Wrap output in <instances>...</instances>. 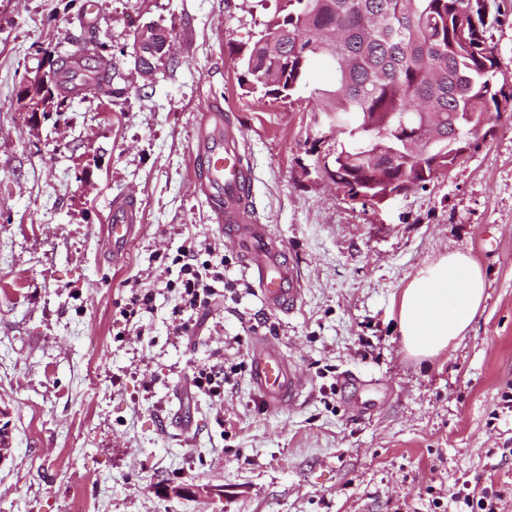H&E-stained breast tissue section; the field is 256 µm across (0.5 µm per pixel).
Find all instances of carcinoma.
I'll use <instances>...</instances> for the list:
<instances>
[{
	"mask_svg": "<svg viewBox=\"0 0 512 512\" xmlns=\"http://www.w3.org/2000/svg\"><path fill=\"white\" fill-rule=\"evenodd\" d=\"M487 0H284L282 15L241 55L247 85L275 99L309 90L312 126L335 114L328 143L307 138L314 168L330 158L329 176L338 183L361 181L377 167L389 184L411 176L424 183L415 165H406L404 138L433 121L456 141L475 138L493 112H501L502 75L487 42ZM327 67L334 85L309 88L317 65ZM83 80L96 93L116 99L104 46L85 49Z\"/></svg>",
	"mask_w": 512,
	"mask_h": 512,
	"instance_id": "1",
	"label": "carcinoma"
}]
</instances>
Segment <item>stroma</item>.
Returning a JSON list of instances; mask_svg holds the SVG:
<instances>
[{
	"instance_id": "obj_1",
	"label": "stroma",
	"mask_w": 512,
	"mask_h": 512,
	"mask_svg": "<svg viewBox=\"0 0 512 512\" xmlns=\"http://www.w3.org/2000/svg\"><path fill=\"white\" fill-rule=\"evenodd\" d=\"M0 0V512H460L462 482L512 488V112L426 188L374 206L344 199L306 153L311 114L246 90L240 53L279 0ZM487 35L512 80V0H487ZM155 24L172 53L144 82L129 55ZM113 50L127 93H82L34 118L17 101L79 40ZM243 133L251 204L304 288L274 316L195 191L200 112ZM135 196L141 232L113 262L101 227ZM212 247L235 294L196 336L173 335L167 259ZM460 250L488 297L465 338L410 355L397 303L415 272ZM154 309L125 322L130 284ZM305 378L271 409L250 384L255 336ZM236 368L224 395L194 372ZM510 456H501V449ZM209 486L182 499L169 488Z\"/></svg>"
}]
</instances>
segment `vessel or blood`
I'll use <instances>...</instances> for the list:
<instances>
[{"label": "vessel or blood", "instance_id": "b4317fda", "mask_svg": "<svg viewBox=\"0 0 512 512\" xmlns=\"http://www.w3.org/2000/svg\"><path fill=\"white\" fill-rule=\"evenodd\" d=\"M192 157L198 172L197 192L243 257L265 309L274 314L288 312L301 296V281L282 243L268 225L260 223L250 205L252 168L243 152L241 131L221 106L200 113ZM139 220L131 196L113 198L107 226L113 259L124 256L139 232ZM250 381L272 407L297 399L306 386L282 353L265 341L253 349Z\"/></svg>", "mask_w": 512, "mask_h": 512}]
</instances>
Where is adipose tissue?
Segmentation results:
<instances>
[{
	"instance_id": "obj_1",
	"label": "adipose tissue",
	"mask_w": 512,
	"mask_h": 512,
	"mask_svg": "<svg viewBox=\"0 0 512 512\" xmlns=\"http://www.w3.org/2000/svg\"><path fill=\"white\" fill-rule=\"evenodd\" d=\"M487 280L467 253L451 251L420 268L399 300L406 350L430 359L466 336L486 299Z\"/></svg>"
}]
</instances>
